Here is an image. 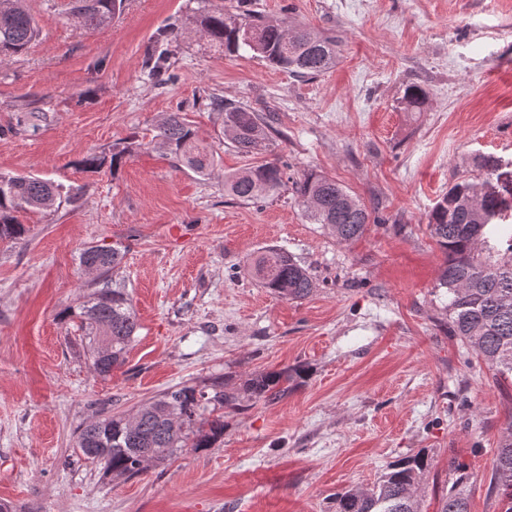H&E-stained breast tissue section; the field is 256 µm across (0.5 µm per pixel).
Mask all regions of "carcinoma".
<instances>
[{
    "instance_id": "cac0c4a2",
    "label": "carcinoma",
    "mask_w": 512,
    "mask_h": 512,
    "mask_svg": "<svg viewBox=\"0 0 512 512\" xmlns=\"http://www.w3.org/2000/svg\"><path fill=\"white\" fill-rule=\"evenodd\" d=\"M124 0H69L67 19L76 29L109 25L122 12ZM191 30L210 46L235 53L248 47L267 65L300 78H315L336 66V39L306 26L288 27L253 18L239 23L222 12L197 8L189 18ZM180 27L161 29L156 42L161 49L145 63L148 75L165 81L171 68L167 45L178 41ZM39 36L37 23L25 0H0V62L24 53ZM426 91L415 84L406 86L405 110L422 112ZM211 105L224 113V135L241 154L250 155L269 148V117L222 99ZM157 143L201 176L214 172L218 162L203 145L180 112H169L157 126ZM131 151L124 146L111 159L89 155L83 167L99 169L117 165ZM478 167L479 179L464 178L443 194L428 215V228L444 254L437 289L448 300L451 335L472 349L496 374L512 377V224H500L502 213L512 210V170H503L501 159L484 155ZM280 165L266 161L224 176V193L244 202L274 194L283 184ZM299 201L314 224L328 230L338 242L360 235L370 223L371 213L346 187L335 179L312 170L295 186ZM63 195V188L30 175L0 176V241L13 244L23 240L26 229L17 213L48 210ZM83 267L92 266L103 278V286L80 301L79 328L90 344L92 372L110 375L124 364L138 330L136 314L126 289L109 286L106 277L122 260L114 246L91 245L79 256ZM249 272L261 287L288 300H302L314 288L308 271L288 252L276 248L260 251ZM288 393V371L272 372L248 379L242 388L227 390L214 385L211 391L176 387L140 406L133 414L102 412L78 430L75 447L81 457L128 478L143 473L151 462L160 463L188 446L208 448L224 433V421L209 422L203 428V412L210 406L239 409L249 401L276 399ZM425 455L393 464L381 480L369 489H345L336 493L335 512H421L419 492L423 477L431 469ZM490 490L512 512V423L499 440ZM440 512H469L467 475L458 469Z\"/></svg>"
}]
</instances>
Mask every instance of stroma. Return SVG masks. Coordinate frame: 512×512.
<instances>
[{"label": "stroma", "instance_id": "obj_1", "mask_svg": "<svg viewBox=\"0 0 512 512\" xmlns=\"http://www.w3.org/2000/svg\"><path fill=\"white\" fill-rule=\"evenodd\" d=\"M67 0H27L40 37L0 63V174L32 175L72 203L18 219L0 243V502L16 512H334L344 488H369L417 453L432 459L422 512H438L456 467L470 512H501L489 491L512 380L449 333L435 293L444 256L427 228L480 156L512 162V0H208L305 24L340 42L335 67L298 78L251 53L174 43L164 84L144 60L155 35L197 0H125L104 28L80 31ZM425 111H405L408 84ZM219 97L271 116L268 152L237 153ZM182 112L221 158L201 177L155 142ZM130 146L118 167L91 154ZM278 160L280 190L258 202L224 193L226 172ZM324 172L379 221L341 243L309 223L295 191ZM117 245L113 277L140 328L124 365L89 368L66 316L94 287L79 264L89 245ZM282 247L308 270L302 300L249 276L258 251ZM288 371L286 397L224 414L208 448H184L135 478L78 458L97 410L132 413L172 387H242Z\"/></svg>", "mask_w": 512, "mask_h": 512}]
</instances>
